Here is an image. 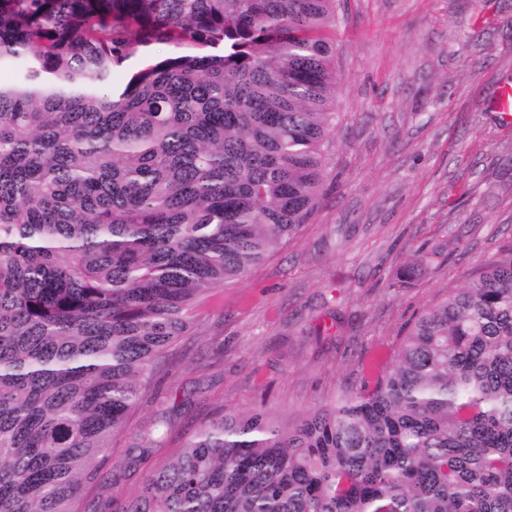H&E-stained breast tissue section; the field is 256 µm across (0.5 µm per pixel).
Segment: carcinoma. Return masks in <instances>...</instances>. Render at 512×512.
I'll use <instances>...</instances> for the list:
<instances>
[{"mask_svg": "<svg viewBox=\"0 0 512 512\" xmlns=\"http://www.w3.org/2000/svg\"><path fill=\"white\" fill-rule=\"evenodd\" d=\"M335 23L336 0H0V512H82L197 299L306 223ZM121 512H512V243L376 377L216 416Z\"/></svg>", "mask_w": 512, "mask_h": 512, "instance_id": "cac0c4a2", "label": "carcinoma"}]
</instances>
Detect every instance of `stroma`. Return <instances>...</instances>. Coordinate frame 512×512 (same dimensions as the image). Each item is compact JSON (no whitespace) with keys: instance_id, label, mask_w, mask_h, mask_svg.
I'll return each mask as SVG.
<instances>
[{"instance_id":"1","label":"stroma","mask_w":512,"mask_h":512,"mask_svg":"<svg viewBox=\"0 0 512 512\" xmlns=\"http://www.w3.org/2000/svg\"><path fill=\"white\" fill-rule=\"evenodd\" d=\"M336 124L319 202L243 281L203 297L153 391L112 440L124 464L158 411L152 454L104 497L120 512L218 412L295 417L390 364L416 318L512 242V0H336ZM439 249L412 284L416 248ZM436 253H438L436 249L429 252H424L418 249L408 254L397 272V280L402 285L411 284L412 281L421 274L431 262L432 257L429 255Z\"/></svg>"}]
</instances>
